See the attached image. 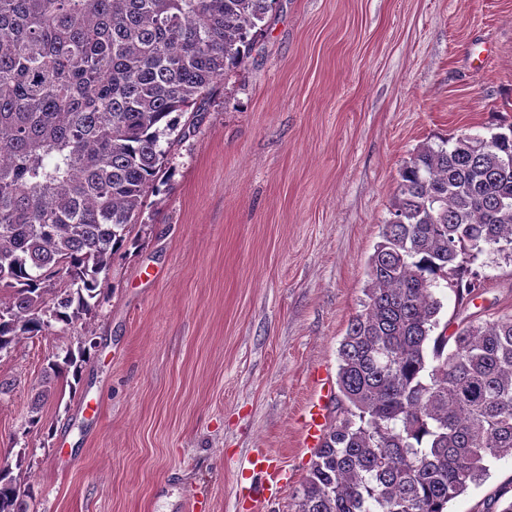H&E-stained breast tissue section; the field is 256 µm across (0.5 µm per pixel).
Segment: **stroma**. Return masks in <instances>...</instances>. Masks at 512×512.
Returning <instances> with one entry per match:
<instances>
[{
    "mask_svg": "<svg viewBox=\"0 0 512 512\" xmlns=\"http://www.w3.org/2000/svg\"><path fill=\"white\" fill-rule=\"evenodd\" d=\"M510 124L512 0H278L169 152L106 300L0 356V464L21 463L30 512H292L400 168ZM481 260L467 314H512V264ZM87 335L77 391L56 381L25 433L52 353ZM259 448L293 478L256 503ZM510 484L492 460L448 512ZM324 403L322 398L308 410V418L304 421L305 441L308 446H315L324 427Z\"/></svg>",
    "mask_w": 512,
    "mask_h": 512,
    "instance_id": "obj_1",
    "label": "stroma"
}]
</instances>
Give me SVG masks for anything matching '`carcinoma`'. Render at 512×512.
I'll return each instance as SVG.
<instances>
[{"mask_svg":"<svg viewBox=\"0 0 512 512\" xmlns=\"http://www.w3.org/2000/svg\"><path fill=\"white\" fill-rule=\"evenodd\" d=\"M276 4L0 0V353L105 300L169 136L245 62ZM511 163L512 126L426 143L399 170L293 512H447L489 460L512 457V315L463 316L479 257L512 262ZM440 286L461 317L443 328ZM92 348L52 354L73 392ZM52 393H37L24 434ZM31 499L5 465L0 512Z\"/></svg>","mask_w":512,"mask_h":512,"instance_id":"1","label":"carcinoma"}]
</instances>
